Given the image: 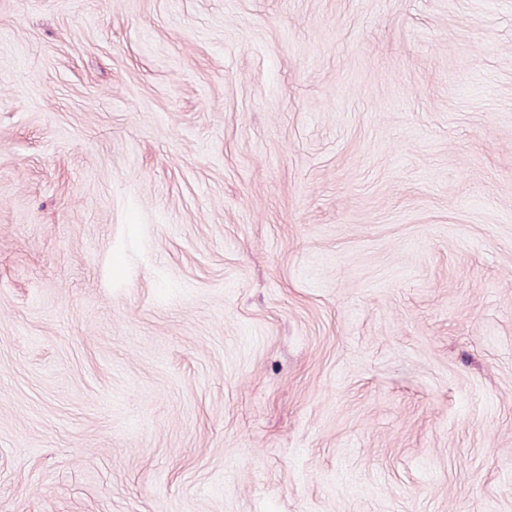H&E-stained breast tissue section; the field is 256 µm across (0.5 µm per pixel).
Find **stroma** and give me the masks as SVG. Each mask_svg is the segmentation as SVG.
I'll return each mask as SVG.
<instances>
[{
  "mask_svg": "<svg viewBox=\"0 0 512 512\" xmlns=\"http://www.w3.org/2000/svg\"><path fill=\"white\" fill-rule=\"evenodd\" d=\"M0 512H512V0H0Z\"/></svg>",
  "mask_w": 512,
  "mask_h": 512,
  "instance_id": "1",
  "label": "stroma"
}]
</instances>
